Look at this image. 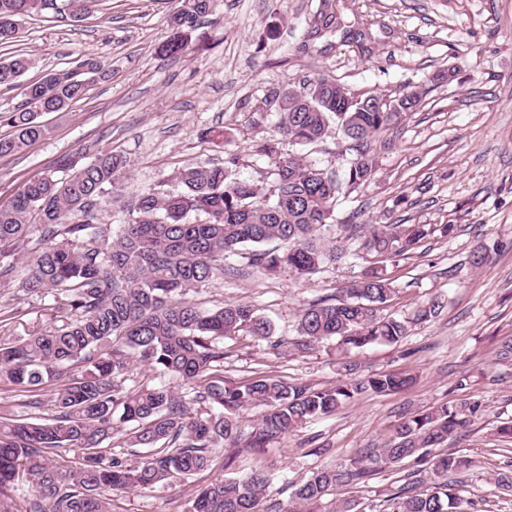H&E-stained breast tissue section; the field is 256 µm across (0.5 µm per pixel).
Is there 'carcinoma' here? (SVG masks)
Listing matches in <instances>:
<instances>
[{
  "label": "carcinoma",
  "instance_id": "obj_1",
  "mask_svg": "<svg viewBox=\"0 0 512 512\" xmlns=\"http://www.w3.org/2000/svg\"><path fill=\"white\" fill-rule=\"evenodd\" d=\"M89 0H0V44L17 38L20 21L53 12L82 18ZM213 0H179L169 16L170 35L160 52L183 57L189 35L212 11ZM35 67L19 53L0 62V87L18 85ZM81 73L50 72L24 87V103L0 113V156L18 155L47 137L49 126L36 108L64 111L81 100ZM322 99L310 107L296 95H281L278 134L297 145L316 143L333 128L343 130L356 156L347 185L359 186L374 174L372 139L401 113L420 106L424 90L410 86L400 97L361 111L355 96L325 77ZM314 82V83H316ZM309 83V86H314ZM273 160L275 178L266 188L233 177L236 158L224 165L195 164L178 170V188L149 190L125 206L118 226L103 221L112 200L121 198L128 174L125 156L98 148L82 162L64 156V173L32 176L11 203L0 206V251L25 257L20 283L28 295L57 297L67 322L25 340L0 343V391L22 392L25 405L46 409L34 421L0 406V512H16L15 485L33 490L25 512H112L103 491L149 490L207 469L215 450L266 448L311 421L327 416L366 393L403 389L401 374L357 375L352 368L336 384L316 388L259 376L224 384V339L248 333L269 346L272 324L248 303L201 307L187 294L238 271L230 258L248 249L250 265L268 273L288 269L308 277L345 255L344 241L385 259L413 250L430 232L425 224H342L335 238H323L335 221L342 184L335 175L303 157L279 152L278 142L259 149ZM192 213L201 219L190 222ZM396 288L375 266L344 290L303 309L296 348L336 341L351 351L375 343H396L409 321L384 313ZM182 380L192 396L185 401L164 384L125 385L131 362ZM204 406L190 415L188 403ZM265 412L252 431H238L236 416L251 407ZM482 412L478 401L446 402L401 419L384 445L347 466L322 467L295 484L291 500L278 512H315L326 495L376 472L410 462L411 480L390 491L386 512H463L448 487V474L470 467L453 453H432ZM114 448H145L135 464ZM72 452L74 465L55 462ZM270 478L263 471L200 486L184 512H266L261 508Z\"/></svg>",
  "mask_w": 512,
  "mask_h": 512
}]
</instances>
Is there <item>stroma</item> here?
Returning <instances> with one entry per match:
<instances>
[{
	"instance_id": "obj_1",
	"label": "stroma",
	"mask_w": 512,
	"mask_h": 512,
	"mask_svg": "<svg viewBox=\"0 0 512 512\" xmlns=\"http://www.w3.org/2000/svg\"><path fill=\"white\" fill-rule=\"evenodd\" d=\"M177 5L94 0L83 20L34 16L21 22L16 42L0 45V61L17 53L36 59L23 84L88 58L108 72L67 110L45 115L47 139L0 157V205L60 156L90 145L128 157V197L173 189L183 166L231 156L236 177L270 185L274 166L258 150L275 134L279 97L324 76L358 96L394 98L410 85L428 88L416 111L373 140L375 173L340 196L325 237H335L342 224H450L454 231L428 235L384 263L396 289L388 311L412 321L398 343L340 356L330 342L304 351L273 350L242 334L224 342L229 384L268 375L325 387L349 365L361 375L410 376V386L347 403L263 452L238 449L232 466L216 452L211 468L194 477L113 496V512H184L198 486L255 469L271 475L263 499L270 507L287 501L292 483L312 470L344 466L364 449L381 447L403 416L466 398L482 401L485 411L449 444L471 461L453 482L470 512H512V494L491 479L512 471V442L497 432L500 422L512 420V362L498 357L512 339V0H333L340 26L326 35L316 30L322 0H214L190 54L180 59L159 50ZM212 129L224 131L223 146L208 139ZM280 150L340 175L351 158L336 130L307 146L282 141ZM477 252L486 256L480 267L473 263ZM377 262L372 253L348 255L299 280L286 270L266 276L239 255L242 276L211 281L188 297L207 307L254 305L277 335L289 338L302 309L338 294ZM431 301L440 303L439 314L415 321L417 309ZM54 305L53 296H31L14 283L0 287V341L62 325ZM404 475L389 470L352 483L326 496L323 512H334L340 498L384 512Z\"/></svg>"
}]
</instances>
